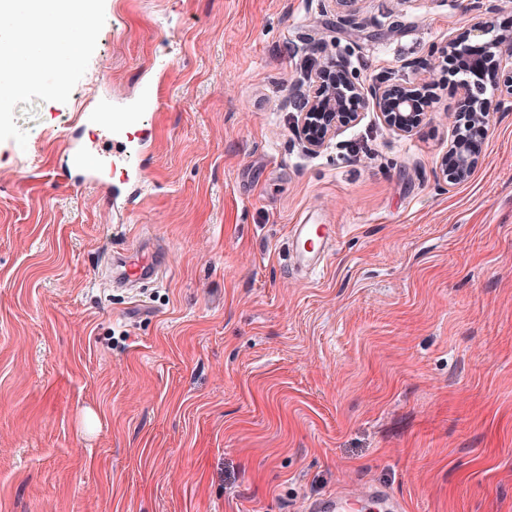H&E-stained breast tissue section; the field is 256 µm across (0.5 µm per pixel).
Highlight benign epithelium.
Segmentation results:
<instances>
[{"label": "benign epithelium", "mask_w": 512, "mask_h": 512, "mask_svg": "<svg viewBox=\"0 0 512 512\" xmlns=\"http://www.w3.org/2000/svg\"><path fill=\"white\" fill-rule=\"evenodd\" d=\"M339 24L358 30L364 27L353 4L358 0H335ZM462 10L471 14L469 27L448 39L437 52L453 50L463 78L458 84L460 96L467 103V124L455 125L448 149L437 161L436 169L444 186L467 182L483 155L485 134L493 112L512 98V70L497 67L482 71L481 58L472 53V45H482L499 59L512 60V31L494 32L493 17L501 10L499 0H466ZM338 79L323 86L319 93L299 95L297 133L306 151L323 149L336 133L356 121L362 112H373L388 127L411 135L428 119L431 101L421 98L428 88L424 82L366 84L350 72L345 62L328 61Z\"/></svg>", "instance_id": "7a95c632"}]
</instances>
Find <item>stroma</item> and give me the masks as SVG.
<instances>
[{"mask_svg": "<svg viewBox=\"0 0 512 512\" xmlns=\"http://www.w3.org/2000/svg\"><path fill=\"white\" fill-rule=\"evenodd\" d=\"M106 0L68 102L0 142V512H304L382 484L407 512H512V100L469 181L438 47L454 0ZM414 81L430 119L375 114L319 153L312 67ZM118 126L90 130L104 104ZM337 224L320 277L290 227ZM169 268L110 287L112 251Z\"/></svg>", "mask_w": 512, "mask_h": 512, "instance_id": "obj_1", "label": "stroma"}]
</instances>
